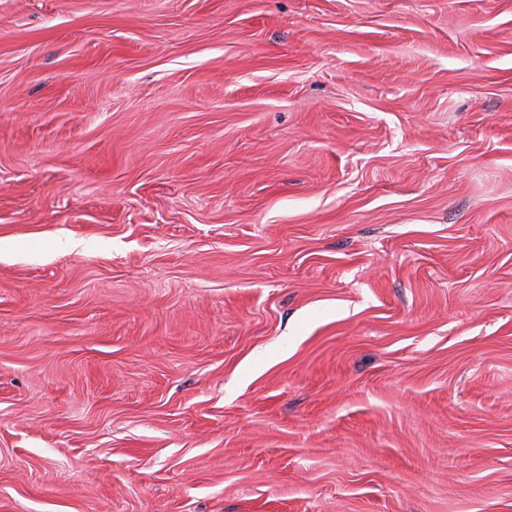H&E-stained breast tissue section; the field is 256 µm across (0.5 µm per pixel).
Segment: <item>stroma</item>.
<instances>
[{
	"label": "stroma",
	"mask_w": 512,
	"mask_h": 512,
	"mask_svg": "<svg viewBox=\"0 0 512 512\" xmlns=\"http://www.w3.org/2000/svg\"><path fill=\"white\" fill-rule=\"evenodd\" d=\"M0 512H512V0H0Z\"/></svg>",
	"instance_id": "35a3bbf8"
}]
</instances>
